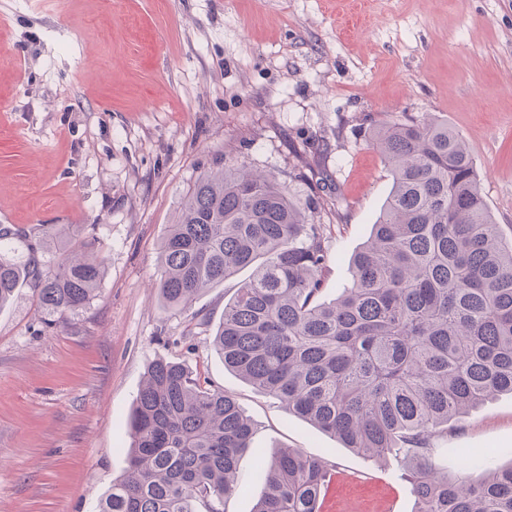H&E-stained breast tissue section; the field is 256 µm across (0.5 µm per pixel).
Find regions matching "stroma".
Returning <instances> with one entry per match:
<instances>
[{
    "mask_svg": "<svg viewBox=\"0 0 512 512\" xmlns=\"http://www.w3.org/2000/svg\"><path fill=\"white\" fill-rule=\"evenodd\" d=\"M0 225L82 224L96 296L47 326L30 288L0 309V512H98L127 467L147 364L173 359L254 425L225 512H253L255 462L298 448L332 467L323 512H415L407 468L352 453L226 369L211 347L235 284L181 311L158 295L160 239L201 171L241 163L324 202L325 299L390 189L374 122L432 117L467 140L512 225V0H0ZM512 459V396L434 444Z\"/></svg>",
    "mask_w": 512,
    "mask_h": 512,
    "instance_id": "35a3bbf8",
    "label": "stroma"
}]
</instances>
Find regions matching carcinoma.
<instances>
[{"label":"carcinoma","mask_w":512,"mask_h":512,"mask_svg":"<svg viewBox=\"0 0 512 512\" xmlns=\"http://www.w3.org/2000/svg\"><path fill=\"white\" fill-rule=\"evenodd\" d=\"M391 188L351 283L320 300L329 262L320 203L293 199L246 165L198 175L160 242L164 307L250 268L211 346L257 392L352 452L407 465L415 512H512V465L440 472L448 422L512 395V242L481 193L463 137L434 118L373 123ZM31 256L16 257L17 242ZM90 236L43 224L35 242L0 227V307L17 288L51 325L84 307L106 274ZM128 468L100 512H224L254 426L237 400L184 364L149 363L129 417ZM254 512H318L331 469L298 448L261 459Z\"/></svg>","instance_id":"obj_1"}]
</instances>
